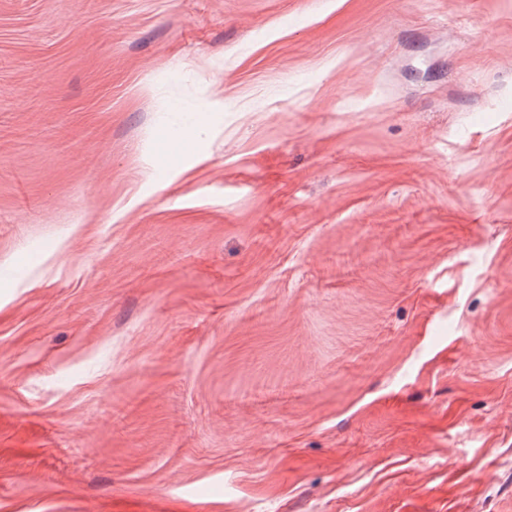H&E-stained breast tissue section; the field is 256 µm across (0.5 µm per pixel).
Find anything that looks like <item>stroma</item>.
I'll use <instances>...</instances> for the list:
<instances>
[{"mask_svg": "<svg viewBox=\"0 0 512 512\" xmlns=\"http://www.w3.org/2000/svg\"><path fill=\"white\" fill-rule=\"evenodd\" d=\"M0 512H512V0H0Z\"/></svg>", "mask_w": 512, "mask_h": 512, "instance_id": "35a3bbf8", "label": "stroma"}]
</instances>
